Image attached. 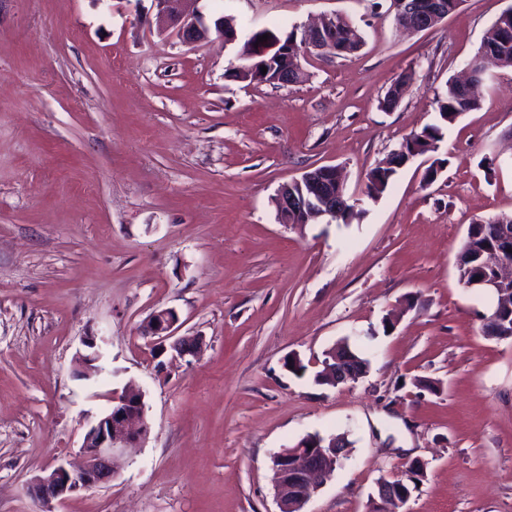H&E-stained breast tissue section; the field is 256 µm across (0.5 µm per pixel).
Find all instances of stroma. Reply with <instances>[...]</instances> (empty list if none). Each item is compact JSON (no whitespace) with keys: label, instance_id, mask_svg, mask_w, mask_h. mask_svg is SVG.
<instances>
[{"label":"stroma","instance_id":"1","mask_svg":"<svg viewBox=\"0 0 512 512\" xmlns=\"http://www.w3.org/2000/svg\"><path fill=\"white\" fill-rule=\"evenodd\" d=\"M511 3L463 0L406 33L374 0H200L243 35L331 13L362 30L358 52L307 57L303 81L274 86L226 78L236 44L158 33L154 0H0V512H278L271 456L313 433L351 448L305 512H370L415 459L426 476L398 512H512V338L484 336L492 296L456 266L470 224L512 214V70L436 154L364 194ZM323 165L363 219L279 223V186ZM161 309L204 338L197 357L148 345ZM92 333L95 399L77 376ZM342 341L366 374L318 384ZM130 383L149 432L112 483L33 498Z\"/></svg>","mask_w":512,"mask_h":512}]
</instances>
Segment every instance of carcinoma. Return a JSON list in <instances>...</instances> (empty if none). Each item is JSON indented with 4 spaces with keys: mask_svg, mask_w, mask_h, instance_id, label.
<instances>
[{
    "mask_svg": "<svg viewBox=\"0 0 512 512\" xmlns=\"http://www.w3.org/2000/svg\"><path fill=\"white\" fill-rule=\"evenodd\" d=\"M270 38H279L288 43V54L281 56L275 62L276 68H267L262 72L261 67L265 66L264 58L252 56V44L258 42L263 35ZM344 36L341 31H336V42L326 50L328 54L346 56L358 51L364 44L363 38H358L346 45H341ZM481 44H489L494 47L493 55L485 56L482 51H477L472 60V69L478 75L488 69H512V25L504 28L499 21L486 30ZM301 45L299 28L293 27L289 31L265 29L249 34L238 53L240 64L230 69L228 77L236 80H249L251 82L273 84L279 71L293 68L300 62L297 47ZM412 79V74L400 75L386 92L381 106L386 110L397 107L401 97L403 86ZM438 109V122L424 126L421 131L413 132L401 144L398 152L391 155L389 159L378 163L367 173L365 194L372 200L380 198L391 184L400 166L406 164L410 157L423 156L434 153L438 149V143L443 138V130L455 123L463 114L476 110L480 102L476 98L466 95L462 87L454 82H448L445 92L436 96ZM487 248L484 239L474 227H468L465 242L460 251L461 261L476 254L478 251Z\"/></svg>",
    "mask_w": 512,
    "mask_h": 512,
    "instance_id": "carcinoma-1",
    "label": "carcinoma"
}]
</instances>
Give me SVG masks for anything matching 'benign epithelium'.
I'll return each instance as SVG.
<instances>
[{
	"mask_svg": "<svg viewBox=\"0 0 512 512\" xmlns=\"http://www.w3.org/2000/svg\"><path fill=\"white\" fill-rule=\"evenodd\" d=\"M187 2L189 0H155L157 30L163 33L173 29L188 44L202 42L212 34L226 41L237 38L235 32L224 33V18L209 22L201 12L188 11L185 8ZM391 11L399 26L414 32L432 28L445 19L437 0H432L426 9L422 8L418 0H392ZM335 33L334 15L303 27L301 36L305 54L326 49L332 43ZM336 186L345 188V181L334 166L307 173L302 179L283 185L276 194L279 220L286 224L288 216L293 214H301L307 219L336 217V213L348 203L347 197L336 196L333 191ZM489 232L494 238V246L489 251L486 265L493 267L498 275L486 274L473 282V285L494 291L500 287L502 280L512 278V225L494 224ZM177 329L176 312L164 309L151 316L145 335L157 338V345L162 348L165 342H170L174 360L194 355L200 349L202 339L196 336L177 338ZM84 345L88 353L80 356L82 374L89 377L93 373L104 372L105 367L98 350L100 344L96 337H87ZM336 363L335 384H345L362 376L358 369L345 366L342 360L338 359ZM109 401L108 409L85 434L83 463L75 468L59 464L31 481L30 491L38 500L45 503L63 501L80 491L112 482L116 476L113 466L115 455L147 434L142 392L128 386L119 393L111 392ZM345 455L346 445L339 438L328 451L322 443L315 442L288 450L283 448L273 453L271 462L276 473V497L280 512H288L294 504L304 507L319 487L331 478ZM377 498V504L385 509L403 504L409 494L403 484L392 486L383 479L377 483Z\"/></svg>",
	"mask_w": 512,
	"mask_h": 512,
	"instance_id": "7a95c632",
	"label": "benign epithelium"
}]
</instances>
